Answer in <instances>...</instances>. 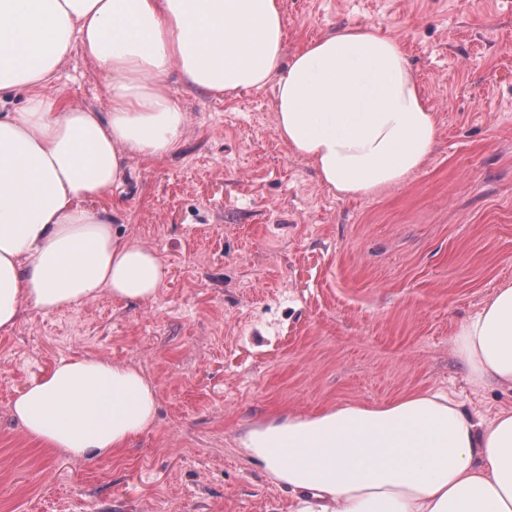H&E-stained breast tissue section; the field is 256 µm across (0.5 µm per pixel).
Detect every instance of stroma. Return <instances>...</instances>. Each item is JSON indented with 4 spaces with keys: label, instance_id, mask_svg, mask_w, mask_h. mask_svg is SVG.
Returning a JSON list of instances; mask_svg holds the SVG:
<instances>
[{
    "label": "stroma",
    "instance_id": "35a3bbf8",
    "mask_svg": "<svg viewBox=\"0 0 512 512\" xmlns=\"http://www.w3.org/2000/svg\"><path fill=\"white\" fill-rule=\"evenodd\" d=\"M286 53L348 25L404 48L435 112L425 167L379 195L329 194L291 155L273 89L213 97L168 78L188 114L180 149L129 162L106 196L123 235L156 250L149 301L104 294L0 333V512H289L292 493L238 443L288 414L384 404L427 390L485 412L460 323L512 281V0H283ZM106 74L72 53L49 92L104 108ZM134 363L155 386L154 425L123 452L73 461L9 415L60 361Z\"/></svg>",
    "mask_w": 512,
    "mask_h": 512
}]
</instances>
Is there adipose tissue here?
Listing matches in <instances>:
<instances>
[{"label":"adipose tissue","instance_id":"adipose-tissue-1","mask_svg":"<svg viewBox=\"0 0 512 512\" xmlns=\"http://www.w3.org/2000/svg\"><path fill=\"white\" fill-rule=\"evenodd\" d=\"M281 0H0V331L108 293L154 298L159 254L118 232L100 200L134 157L175 152L186 114L161 85L178 73L221 97L274 90V126L341 198L406 183L438 126L401 44L347 26L286 54ZM108 78L105 111L49 95L72 51ZM22 108H11L16 97ZM476 390L512 391V283L456 332ZM24 434L74 460L120 453L157 414L132 364L64 360L11 404ZM248 457L297 497L292 512H512V405L468 411L440 390L252 427Z\"/></svg>","mask_w":512,"mask_h":512}]
</instances>
